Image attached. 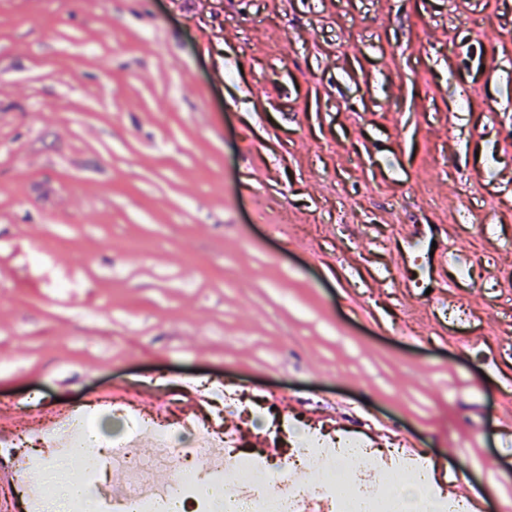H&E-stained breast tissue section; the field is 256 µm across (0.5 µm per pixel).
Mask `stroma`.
<instances>
[{
	"mask_svg": "<svg viewBox=\"0 0 512 512\" xmlns=\"http://www.w3.org/2000/svg\"><path fill=\"white\" fill-rule=\"evenodd\" d=\"M130 384L512 508V0H0V428Z\"/></svg>",
	"mask_w": 512,
	"mask_h": 512,
	"instance_id": "stroma-1",
	"label": "stroma"
}]
</instances>
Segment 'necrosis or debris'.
Returning a JSON list of instances; mask_svg holds the SVG:
<instances>
[{
    "mask_svg": "<svg viewBox=\"0 0 512 512\" xmlns=\"http://www.w3.org/2000/svg\"><path fill=\"white\" fill-rule=\"evenodd\" d=\"M94 407L91 400L76 404L55 425L58 447L86 440L96 450L91 484L98 512H205L203 490L220 487L230 503L228 512H308L314 504L320 512H397L390 495L370 491L368 478L376 461L356 438L329 447L306 433L294 444L295 459H306L312 449L323 447L329 468L313 491L294 482L284 498L273 499L264 490L271 470L242 454L238 439L213 432L205 421L189 414L139 416L133 432L108 440L85 429ZM144 439L157 447L156 455L138 452Z\"/></svg>",
    "mask_w": 512,
    "mask_h": 512,
    "instance_id": "4bbe7bcc",
    "label": "necrosis or debris"
}]
</instances>
